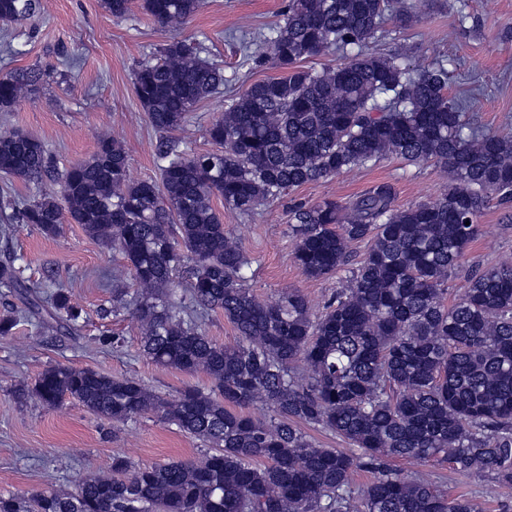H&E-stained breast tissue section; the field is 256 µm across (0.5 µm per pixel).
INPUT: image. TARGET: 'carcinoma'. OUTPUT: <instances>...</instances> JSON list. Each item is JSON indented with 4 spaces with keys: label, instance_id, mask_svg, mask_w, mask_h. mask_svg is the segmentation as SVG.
I'll return each mask as SVG.
<instances>
[{
    "label": "carcinoma",
    "instance_id": "cac0c4a2",
    "mask_svg": "<svg viewBox=\"0 0 512 512\" xmlns=\"http://www.w3.org/2000/svg\"><path fill=\"white\" fill-rule=\"evenodd\" d=\"M115 19L131 0H102ZM40 0H0V22L25 20ZM200 0H142L162 27L187 23ZM390 0H288L267 39V61L288 74L252 84L209 127L211 152L160 145L159 179L133 181L122 144L98 141L68 169L58 193H44L18 221L54 236L64 217L125 260L131 294L112 291L141 330L154 363L208 376L213 388L166 399L128 377L56 365L19 390L48 408L72 398L114 424L149 412L209 446L193 461L139 465L123 454L112 472L30 496H0V512H482L431 481L392 465L437 459L462 473H488L512 497V261L467 274L460 298L445 303L448 275L480 234L477 219L495 197L512 196V139L471 125L448 97L438 65L411 76L396 58L364 53ZM355 48L323 69L298 63L324 50ZM183 41L161 49L134 75L150 125L183 128L189 112L224 85V73ZM39 75L0 77V112L36 90ZM433 161L450 179L433 201L396 208L382 182L342 205L324 200L291 212L293 261L309 278L348 269L347 287L321 313L288 289L259 300L246 287L252 259L224 228L213 198L240 216L294 189L383 156ZM54 159L39 139L0 132V176L41 180ZM64 199L62 212L58 199ZM368 249L352 258L350 246ZM185 274L178 293L174 275ZM0 286L24 302L40 327L75 325L82 308L0 266ZM220 311L233 344L213 340L198 317ZM272 411L265 421L246 413ZM306 424L352 446L321 448ZM372 480L355 492L352 478Z\"/></svg>",
    "mask_w": 512,
    "mask_h": 512
}]
</instances>
